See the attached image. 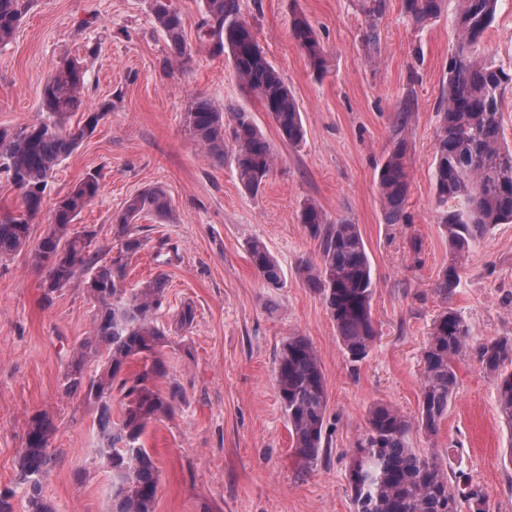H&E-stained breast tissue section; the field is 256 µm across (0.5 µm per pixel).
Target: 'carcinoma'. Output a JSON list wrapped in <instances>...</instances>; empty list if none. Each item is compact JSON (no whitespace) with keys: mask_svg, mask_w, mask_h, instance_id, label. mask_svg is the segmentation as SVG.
<instances>
[{"mask_svg":"<svg viewBox=\"0 0 512 512\" xmlns=\"http://www.w3.org/2000/svg\"><path fill=\"white\" fill-rule=\"evenodd\" d=\"M367 20V58H378L376 30L385 0H359ZM446 0H403L406 16L416 25L436 19ZM498 0H457L456 44L448 60V80L439 103L435 133L433 186L440 224L452 249L450 264L439 274L435 291L445 308L433 321L423 351L418 415L379 404L368 413L365 434L357 441L348 474L355 512H490L485 489L465 479L452 481L437 453L412 448L410 434L430 436L440 430L457 389L456 368L468 349L470 328L446 307L459 288L470 255L498 224H512V149L502 137L501 109L512 75L486 63L479 47L495 21ZM155 25L170 49L169 66L186 68L193 47L185 37V19L173 0H149ZM24 0H0V45L16 36L25 16ZM237 0H204L198 39L219 54H227L242 87L262 102L276 124L281 141L291 148L304 140L305 130L296 96L267 60L256 33L238 23ZM290 32L314 73L326 70V52L310 21L302 13L291 18ZM86 65L79 56H64L46 78L40 92L39 115L22 128L0 127V174L21 193L22 210L0 217V258L28 250L32 265L45 271V296L70 286L83 288L97 303L89 336L72 349L60 392L83 395L95 409L103 448L112 469V512H155L160 470L145 448L148 426L175 412L182 386L159 382L168 377L163 348L169 328L159 320L165 302L163 273L127 285L132 260L145 248L138 221L149 215L164 224L173 220L166 191L144 188L130 196L112 216V245L105 258L91 250L95 231L76 227L82 211L100 191L98 176L90 175L58 197L50 210L48 231L30 243L31 224L41 215L44 192L60 164L91 135L109 112L103 102L84 120L70 124L83 104ZM412 100L401 108L392 144L378 173V191L387 224L407 221L410 188L406 141L401 133L412 111ZM186 128L205 155L224 162L231 151L236 178L245 191L259 194L276 163L271 144L243 109H224L211 98L192 94L185 105ZM300 223L320 242L319 256L300 263L303 282L320 296L336 325L348 357L366 358L376 339L371 301L376 288L365 242L358 226L347 219L331 221L314 201L303 203ZM249 260L265 287L283 286L282 271L266 245L247 243ZM195 308L186 303L177 314V330L191 329ZM483 369L496 381L498 407L512 430V337L489 340L479 347ZM141 370L127 372L130 362ZM278 399L287 418L292 444L306 464L323 452L328 403L326 379L318 353L302 336L285 341L275 358ZM122 397L121 419L112 421V399ZM56 427L45 411L32 413L19 451L20 484L25 487L27 512H53L43 484L57 461L51 441Z\"/></svg>","mask_w":512,"mask_h":512,"instance_id":"cac0c4a2","label":"carcinoma"}]
</instances>
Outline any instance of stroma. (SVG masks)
<instances>
[{
  "instance_id": "1",
  "label": "stroma",
  "mask_w": 512,
  "mask_h": 512,
  "mask_svg": "<svg viewBox=\"0 0 512 512\" xmlns=\"http://www.w3.org/2000/svg\"><path fill=\"white\" fill-rule=\"evenodd\" d=\"M173 2L194 50L182 70L168 66V43L147 0H32L14 40L0 46V126L20 128L36 117L42 84L68 54L85 59V108L112 103L49 181L46 205L98 175L100 193L79 223L95 230L94 245L103 248L112 242L113 213L130 195L159 185L171 199L174 223L141 219L146 247L127 278L133 287L166 274L165 325L183 303L196 309L193 327L163 350L183 399L145 436L160 469L156 512H354L347 470L368 412L384 403L417 413L422 352L446 306L468 323L469 347L436 440L417 433L412 442L437 450L448 472L483 486L490 512H512V428L478 360L486 340L512 337V224L484 238L448 303L435 291L449 259L432 173L455 0L421 28L408 20L402 0H386L375 64L364 60L367 24L356 0H238L241 18L299 102L305 137L295 149L238 83L230 59L199 43L203 0ZM295 10L327 52L323 76H315L290 34ZM481 51L512 73V0H498ZM196 93L251 112L270 142L277 161L258 196L242 189L232 163H211L188 134L184 107ZM408 99V221L389 225L377 175ZM308 200L329 218L357 224L366 244L377 281V338L358 363L347 359L319 295L297 274L303 259L318 254L317 240L299 222ZM251 239L263 241L279 263L282 288L264 287L246 251ZM160 251L170 254V264L159 265ZM44 276L27 252L0 259V491H12L13 512H27L17 458L27 420L41 409L54 420L52 445L61 452L44 486L54 512H110L112 472L100 454L95 413L59 390L69 353L87 336L96 308L77 287L45 301ZM291 336L311 341L328 388L325 450L308 466L292 448L274 383L276 352Z\"/></svg>"
}]
</instances>
